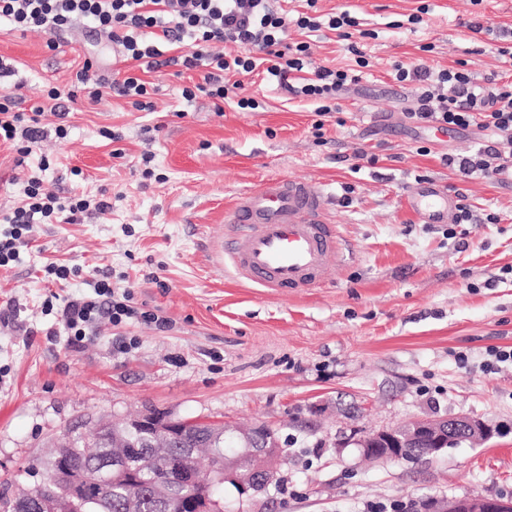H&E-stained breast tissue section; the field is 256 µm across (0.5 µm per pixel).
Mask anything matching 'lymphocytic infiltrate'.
Wrapping results in <instances>:
<instances>
[{
	"mask_svg": "<svg viewBox=\"0 0 512 512\" xmlns=\"http://www.w3.org/2000/svg\"><path fill=\"white\" fill-rule=\"evenodd\" d=\"M316 5L317 0H306V11L290 19L273 8L272 0H0V20L23 34L42 33L51 50L60 32L81 21L91 23L117 48L118 60L126 66L122 83L115 86L92 63H85L68 92L56 87L40 90V104L27 114L17 110L14 92L1 93L0 142L8 143L19 158L29 156L42 136L44 101L64 95L72 99L80 94L99 102L115 88L136 110H153L151 96L156 89L144 76L169 66L203 72L200 83L183 87L184 100L201 94L220 104L232 98L244 112L259 109L260 103L245 95L242 79L265 69L289 93L315 103L314 128L322 130L325 117L339 110V93L358 84L362 69L370 65L359 39H373L377 33L362 29L358 18L347 11L327 17L316 14ZM292 26L337 32L355 58L354 67H312L309 43L288 39ZM214 43L224 44V51L212 52ZM393 71L398 82L414 85L416 106L406 114L411 122L456 132L477 127L512 144V82L486 87L476 83L467 68L436 71L420 61L394 63ZM24 193L25 204L0 219V267L19 259L22 235L31 225L73 224L88 209L108 207L103 199L92 203L78 196L44 193L36 179ZM93 288V299L68 301L61 312L69 346L79 345L86 327L102 316L116 326L141 319L161 330L169 328L167 317L140 311L130 291H116L103 279L95 281Z\"/></svg>",
	"mask_w": 512,
	"mask_h": 512,
	"instance_id": "obj_1",
	"label": "lymphocytic infiltrate"
}]
</instances>
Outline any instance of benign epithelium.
Segmentation results:
<instances>
[{"mask_svg":"<svg viewBox=\"0 0 512 512\" xmlns=\"http://www.w3.org/2000/svg\"><path fill=\"white\" fill-rule=\"evenodd\" d=\"M146 434L149 448H168L186 434V421L155 413L140 414L124 423L119 430L100 420L82 434L83 444L96 449L93 466L70 479L71 490L65 497H30L22 503L27 512H74L89 502L84 494L88 485L104 487L132 473L133 465L123 448L126 431ZM493 429L484 422L466 416L424 418L403 426L368 433L356 441L362 456L369 460L399 461L404 450L432 445V455L442 453L450 442L488 440ZM241 451L234 457L224 456V449H208L205 468H188L180 472L181 485L193 490L204 489L201 472L211 473L219 480L233 481L240 493L261 492L279 482L284 457L274 430L255 427L236 435ZM420 512H512V499L492 495L480 498L466 496L429 497L419 503Z\"/></svg>","mask_w":512,"mask_h":512,"instance_id":"1","label":"benign epithelium"}]
</instances>
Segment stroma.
I'll return each mask as SVG.
<instances>
[{
    "mask_svg": "<svg viewBox=\"0 0 512 512\" xmlns=\"http://www.w3.org/2000/svg\"><path fill=\"white\" fill-rule=\"evenodd\" d=\"M422 3V22L407 24ZM318 7L351 11L378 33L363 46L370 67L342 93L322 138L313 134V105L276 79L244 80L262 108L220 110L206 96H181L201 71L166 67L149 76L153 111L115 91L98 103L80 96L63 103L67 139L47 133L21 164L0 144V214L21 204L33 176L44 191L103 192L111 203L75 224L33 225L19 260L0 268V498L37 483L29 468L43 467L65 437L101 417L117 424L148 411L276 431L288 453L279 485L250 495L224 485V512H395L427 497H512V366L484 368L490 349L512 347V182L449 168L447 156L474 151L482 131L442 136L412 124V90L391 76L394 62L422 57L437 70L464 61L477 79L496 77L499 60L468 25L512 28V0ZM89 31H62L50 51L40 34L0 22V60L13 70L5 82L22 85L21 111L38 89L70 86L85 60L115 75L116 50ZM306 37L314 66L351 64L335 32ZM113 126L120 142L101 134ZM358 151L375 163L355 162ZM274 174L320 183L331 197L350 257L321 287L265 292L215 262L236 197ZM423 179L467 196L473 221L455 225V238L404 208ZM490 213L499 223H486ZM51 264L78 274L55 280L45 272ZM95 279L131 291L170 327L102 318L80 348L67 347L60 311L90 294ZM456 415L484 421L492 438L398 462H366L355 445L374 430Z\"/></svg>",
    "mask_w": 512,
    "mask_h": 512,
    "instance_id": "1",
    "label": "stroma"
}]
</instances>
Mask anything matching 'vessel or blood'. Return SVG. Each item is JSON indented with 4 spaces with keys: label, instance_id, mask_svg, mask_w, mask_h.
<instances>
[{
    "label": "vessel or blood",
    "instance_id": "b4317fda",
    "mask_svg": "<svg viewBox=\"0 0 512 512\" xmlns=\"http://www.w3.org/2000/svg\"><path fill=\"white\" fill-rule=\"evenodd\" d=\"M404 203L426 224H450L457 215V195L432 179L418 182ZM225 222L229 233L216 258L259 288H316L344 261L341 236L328 221L327 195L308 180L266 178L236 198Z\"/></svg>",
    "mask_w": 512,
    "mask_h": 512
}]
</instances>
